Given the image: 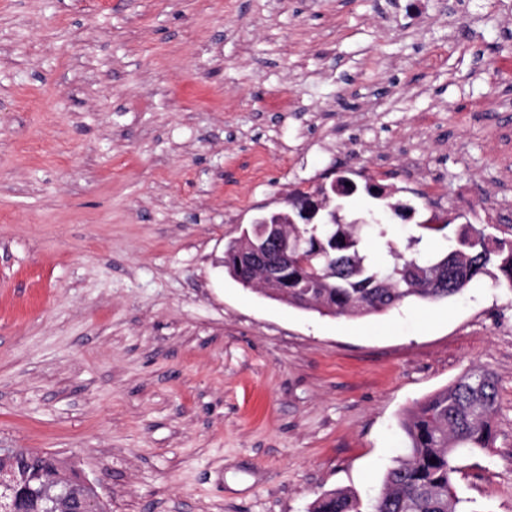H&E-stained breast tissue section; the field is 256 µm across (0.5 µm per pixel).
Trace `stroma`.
Here are the masks:
<instances>
[{"label": "stroma", "mask_w": 512, "mask_h": 512, "mask_svg": "<svg viewBox=\"0 0 512 512\" xmlns=\"http://www.w3.org/2000/svg\"><path fill=\"white\" fill-rule=\"evenodd\" d=\"M503 58L512 0H0V448L100 479L110 512H307L375 495L401 413L482 368L495 439L452 480L512 512V290L352 319L220 264L332 167L414 207L396 250L434 213L485 223L512 197Z\"/></svg>", "instance_id": "35a3bbf8"}]
</instances>
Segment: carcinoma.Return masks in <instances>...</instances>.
I'll return each mask as SVG.
<instances>
[{
	"label": "carcinoma",
	"mask_w": 512,
	"mask_h": 512,
	"mask_svg": "<svg viewBox=\"0 0 512 512\" xmlns=\"http://www.w3.org/2000/svg\"><path fill=\"white\" fill-rule=\"evenodd\" d=\"M350 174L345 170L336 177L339 188L323 195L313 217L303 214L292 198L288 214L269 211L255 218L225 243L224 272L269 299L334 317L363 318L405 303L446 300L484 275L512 290V225L463 224L451 238L446 224H420V233L407 238L406 256L387 241L388 221L404 219L414 208L387 202L382 187L368 182L360 186ZM360 189L378 204L367 210L362 223L344 224L338 200ZM364 229L386 246L392 261L365 250ZM437 235L454 240V245L424 253V245ZM247 241L261 251L279 247L281 260L288 263V287L269 291L258 275L238 264L237 255ZM496 402L493 374L475 369L460 377L400 417L405 454L393 460L372 499L365 502L352 491L330 490L319 494L308 512H465L452 483L456 453L491 447ZM16 463L18 512H48L52 503L45 487L59 480V460L22 448Z\"/></svg>",
	"instance_id": "obj_1"
}]
</instances>
